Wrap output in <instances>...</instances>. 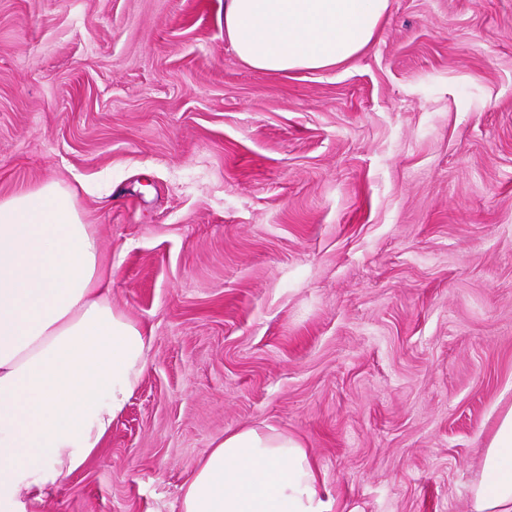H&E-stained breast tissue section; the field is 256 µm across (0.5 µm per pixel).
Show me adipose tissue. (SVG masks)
<instances>
[{
    "instance_id": "1",
    "label": "adipose tissue",
    "mask_w": 512,
    "mask_h": 512,
    "mask_svg": "<svg viewBox=\"0 0 512 512\" xmlns=\"http://www.w3.org/2000/svg\"><path fill=\"white\" fill-rule=\"evenodd\" d=\"M390 0H224L252 69L326 71L365 52ZM151 339L112 304V267L71 194L0 200V512L37 502L93 457L137 391ZM179 512H331L307 448L268 426L225 433L180 486ZM471 512H512V407L471 487Z\"/></svg>"
}]
</instances>
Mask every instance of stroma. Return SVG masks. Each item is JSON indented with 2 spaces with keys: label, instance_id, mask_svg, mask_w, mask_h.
<instances>
[{
  "label": "stroma",
  "instance_id": "obj_1",
  "mask_svg": "<svg viewBox=\"0 0 512 512\" xmlns=\"http://www.w3.org/2000/svg\"><path fill=\"white\" fill-rule=\"evenodd\" d=\"M73 192L152 336L97 455L25 512H178L243 425L333 512H469L512 405V0H391L270 75L224 0H0V200Z\"/></svg>",
  "mask_w": 512,
  "mask_h": 512
}]
</instances>
